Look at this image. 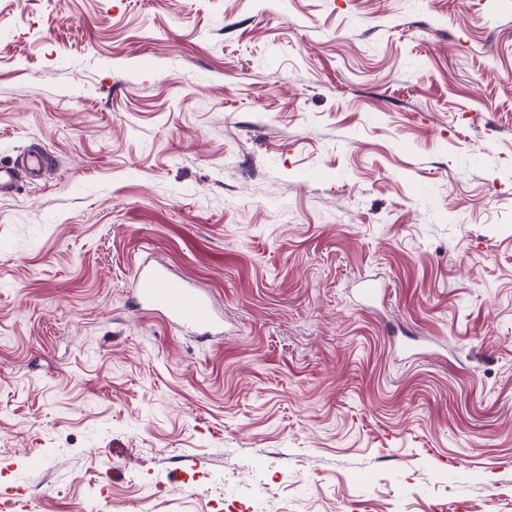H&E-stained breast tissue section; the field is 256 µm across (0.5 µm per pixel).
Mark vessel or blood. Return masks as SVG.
Listing matches in <instances>:
<instances>
[{
	"instance_id": "b4317fda",
	"label": "vessel or blood",
	"mask_w": 512,
	"mask_h": 512,
	"mask_svg": "<svg viewBox=\"0 0 512 512\" xmlns=\"http://www.w3.org/2000/svg\"><path fill=\"white\" fill-rule=\"evenodd\" d=\"M52 163L49 155L34 148L22 156L20 164H0V195L15 191L18 168H25L37 180ZM131 301L138 310L157 313L169 324L191 330L200 338L209 340L218 335L221 318L207 296L141 260L134 265Z\"/></svg>"
}]
</instances>
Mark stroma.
Returning a JSON list of instances; mask_svg holds the SVG:
<instances>
[{
	"label": "stroma",
	"instance_id": "35a3bbf8",
	"mask_svg": "<svg viewBox=\"0 0 512 512\" xmlns=\"http://www.w3.org/2000/svg\"><path fill=\"white\" fill-rule=\"evenodd\" d=\"M30 147L15 512H512V0H0ZM140 257L223 337L134 311ZM23 167L28 171L30 177L38 180L53 163V158L34 148L25 153L21 158Z\"/></svg>",
	"mask_w": 512,
	"mask_h": 512
}]
</instances>
